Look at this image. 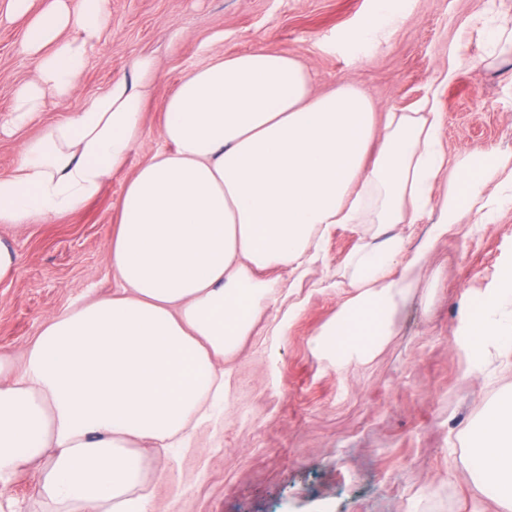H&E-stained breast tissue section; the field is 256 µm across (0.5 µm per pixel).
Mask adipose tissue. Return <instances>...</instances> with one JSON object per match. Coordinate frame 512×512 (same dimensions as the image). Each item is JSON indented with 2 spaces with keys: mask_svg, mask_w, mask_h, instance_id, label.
Masks as SVG:
<instances>
[{
  "mask_svg": "<svg viewBox=\"0 0 512 512\" xmlns=\"http://www.w3.org/2000/svg\"><path fill=\"white\" fill-rule=\"evenodd\" d=\"M408 0H373L359 41L377 42ZM109 17V0H0L21 23L35 77L0 119L8 136L47 97L69 98ZM79 112L24 142L0 175V224L16 230L80 211L126 163L143 134V104L158 79L152 59ZM164 149L127 180L107 260L120 292L46 317L22 360L0 351V489L52 449L37 492L58 512H150L136 441L183 440L208 397L224 393L215 358L235 352L271 298L265 271L300 268L339 224H410L436 209L435 237L471 211L485 223L512 205V155L473 152L449 168L432 98L409 112H377L354 84L315 92L306 65L259 47L188 71L162 104ZM447 188L440 200L432 193ZM425 252L401 236L359 245L355 293L313 339L346 366L370 361L393 331ZM473 348L512 349V268L469 319ZM473 484L512 512V389L470 439Z\"/></svg>",
  "mask_w": 512,
  "mask_h": 512,
  "instance_id": "adipose-tissue-1",
  "label": "adipose tissue"
}]
</instances>
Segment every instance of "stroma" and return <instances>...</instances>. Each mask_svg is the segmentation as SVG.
Instances as JSON below:
<instances>
[{
    "mask_svg": "<svg viewBox=\"0 0 512 512\" xmlns=\"http://www.w3.org/2000/svg\"><path fill=\"white\" fill-rule=\"evenodd\" d=\"M372 0H112L111 16L73 95L48 98L23 131L0 136V174L26 139L78 112L115 79L134 80L140 58L160 79L147 97L143 135L102 193L79 212L21 231L0 227L21 257L0 282V351L22 355L42 321L117 282L106 250L115 202L164 142L162 102L189 70L268 47L297 57L323 92L343 79L381 112H407L436 91L449 162L477 149L512 153V53H491L484 21L512 0H411L374 46L356 29ZM19 25L0 23V117L33 79ZM432 215L412 224H340L325 232L308 269H275L274 297L239 350L223 361L227 384L213 415L184 447L140 445L152 512H504L467 475V438L512 387V353L474 352L467 326L512 267V206L496 223L470 212L435 245L407 292L393 335L373 360L336 369L310 340L351 296L350 253L400 235L406 252L427 238ZM51 452L23 466L0 512H52L34 490Z\"/></svg>",
    "mask_w": 512,
    "mask_h": 512,
    "instance_id": "obj_1",
    "label": "stroma"
}]
</instances>
